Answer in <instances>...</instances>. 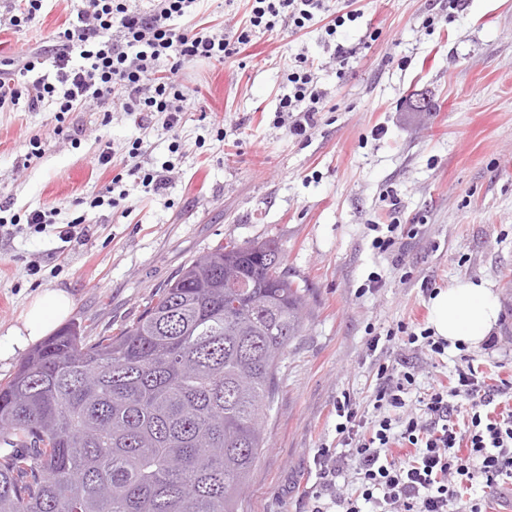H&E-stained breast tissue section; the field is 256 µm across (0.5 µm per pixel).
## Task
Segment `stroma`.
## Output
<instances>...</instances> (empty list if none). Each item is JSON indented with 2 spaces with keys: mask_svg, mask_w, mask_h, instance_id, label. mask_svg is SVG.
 I'll list each match as a JSON object with an SVG mask.
<instances>
[{
  "mask_svg": "<svg viewBox=\"0 0 512 512\" xmlns=\"http://www.w3.org/2000/svg\"><path fill=\"white\" fill-rule=\"evenodd\" d=\"M436 3L358 0L361 16L346 23L342 42L360 52L343 79L316 26L258 35L241 65L191 63L201 108L185 113L174 134L158 122L139 129L118 104L107 117L93 108L67 113L63 136L52 132L50 109L0 112V202L20 214L45 204L58 210L39 233L0 227V336L38 291L53 288L73 295L69 320L86 335L118 332L209 248L275 239L284 268L307 288L305 328L281 360L263 421L268 446L238 512H310L314 457L338 442L336 401L350 394L373 417L380 364L413 367L414 409L461 356L491 378L512 376V0H465L431 32L424 20ZM81 6L47 0L29 28L0 26V60L38 46ZM373 30L378 41L363 48ZM304 50L318 61L333 106L305 138L275 122L288 59ZM421 99L429 111H416ZM378 125L384 133L376 137ZM138 137L142 166L174 165L161 192L112 182ZM34 143L40 158L18 168ZM106 143L114 152L107 168L95 160ZM391 191L400 199L395 215ZM97 195L102 205L89 207ZM81 214L86 236L62 238ZM393 217L420 227L398 261L377 254L368 229ZM33 264L38 274H30ZM372 275L381 285L369 290ZM459 279L488 281L499 297V326L488 340L437 360L405 346L369 354V333L426 324L429 290Z\"/></svg>",
  "mask_w": 512,
  "mask_h": 512,
  "instance_id": "1",
  "label": "stroma"
}]
</instances>
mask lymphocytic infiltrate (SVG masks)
<instances>
[{
  "instance_id": "obj_1",
  "label": "lymphocytic infiltrate",
  "mask_w": 512,
  "mask_h": 512,
  "mask_svg": "<svg viewBox=\"0 0 512 512\" xmlns=\"http://www.w3.org/2000/svg\"><path fill=\"white\" fill-rule=\"evenodd\" d=\"M201 0H153L151 9L131 8L128 0H84V6L57 32L51 44L28 50L9 67L0 66V111L26 104L29 111L53 107L80 112L120 100L136 114L140 128L153 115H164L167 131L177 132L195 99L185 84V66L198 60L235 59L258 34L300 33L322 25L324 44H335V59L348 66L356 49L338 44L345 23L358 10L331 12L328 0H248L239 25L217 33L186 26ZM329 103L319 87L314 61L296 54L289 63L278 116H289L288 130L304 137ZM402 342L444 354L447 344L429 330L401 322L385 336H372L369 351L380 343ZM374 407L367 419L355 401L336 402V433L342 446L323 449L315 459L321 484L313 499L333 495L337 512H487V492L512 482V378L488 383L474 365L456 368L448 380H434L422 399L423 412L408 413L405 396L415 382L411 370L389 373L378 368ZM353 470L357 494L334 496L337 478Z\"/></svg>"
}]
</instances>
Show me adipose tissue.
Instances as JSON below:
<instances>
[{
	"instance_id": "1",
	"label": "adipose tissue",
	"mask_w": 512,
	"mask_h": 512,
	"mask_svg": "<svg viewBox=\"0 0 512 512\" xmlns=\"http://www.w3.org/2000/svg\"><path fill=\"white\" fill-rule=\"evenodd\" d=\"M74 298L64 290H46L27 305L21 323L0 342V354H12L42 340L71 313ZM500 304L490 284L461 279L438 289L429 300V325L436 337L449 345L478 347L496 327Z\"/></svg>"
}]
</instances>
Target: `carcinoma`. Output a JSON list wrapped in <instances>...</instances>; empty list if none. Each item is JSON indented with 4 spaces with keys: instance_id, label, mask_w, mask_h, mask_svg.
Returning a JSON list of instances; mask_svg holds the SVG:
<instances>
[{
    "instance_id": "cac0c4a2",
    "label": "carcinoma",
    "mask_w": 512,
    "mask_h": 512,
    "mask_svg": "<svg viewBox=\"0 0 512 512\" xmlns=\"http://www.w3.org/2000/svg\"><path fill=\"white\" fill-rule=\"evenodd\" d=\"M305 292L230 240L119 332L47 337L0 382V512H236Z\"/></svg>"
}]
</instances>
